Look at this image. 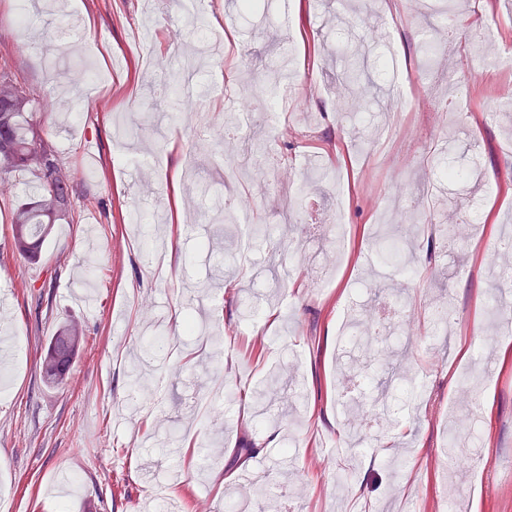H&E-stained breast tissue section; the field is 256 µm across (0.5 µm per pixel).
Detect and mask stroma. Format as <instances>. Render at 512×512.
Returning a JSON list of instances; mask_svg holds the SVG:
<instances>
[{"label":"stroma","mask_w":512,"mask_h":512,"mask_svg":"<svg viewBox=\"0 0 512 512\" xmlns=\"http://www.w3.org/2000/svg\"><path fill=\"white\" fill-rule=\"evenodd\" d=\"M45 16L29 0H0V68L36 100L35 118L83 193L52 225L42 257L13 248L9 214L35 176L0 187V336L17 348L0 390V512H153L156 483L181 512L210 497L222 512H512V334L493 299L500 242L512 233V110L486 105L512 72L489 68L485 48L512 46V0H63ZM48 32L66 66L61 85L44 46L19 34L18 14ZM211 38L210 74L263 112L283 77L299 106L247 138L224 125L208 93L190 112L170 104L196 29ZM435 47L433 60L421 55ZM406 56L422 95L404 111L390 92L395 55ZM352 56L380 98L354 97L343 73ZM470 100H456V84ZM316 96H308L309 86ZM159 109L155 131L115 132L113 116ZM328 176L316 179L314 163ZM445 168L467 179L445 180ZM422 220L455 201L467 235L410 237L422 276L380 279L374 233L408 237L401 190ZM449 299L454 333L431 340V303ZM258 309L246 317V307ZM207 325L188 336L172 314ZM420 317L418 335L404 331ZM376 320L372 355L341 339L354 317ZM85 339L69 379L46 385L39 356L58 329ZM165 338L161 353L149 342ZM399 365L402 390L364 403V369ZM139 367L140 385L129 373ZM285 379L270 398L305 393L299 423L256 417L250 391L267 373ZM365 437L348 451L350 430ZM460 447L435 473L433 449ZM345 446L323 467V445ZM288 450L296 473L247 480ZM352 472L342 485L339 471Z\"/></svg>","instance_id":"1"}]
</instances>
